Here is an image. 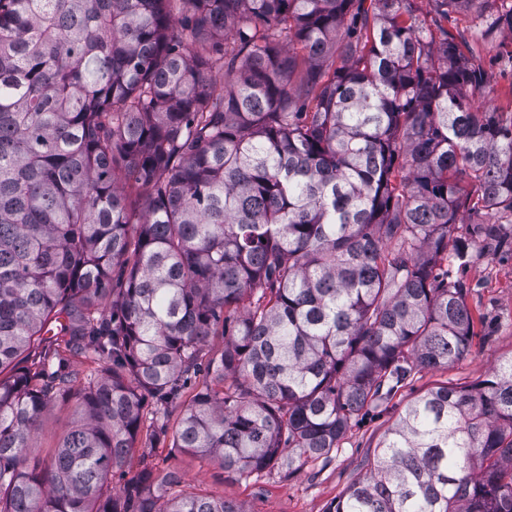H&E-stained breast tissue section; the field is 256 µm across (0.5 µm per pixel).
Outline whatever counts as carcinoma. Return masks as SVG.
Masks as SVG:
<instances>
[{
  "instance_id": "obj_1",
  "label": "carcinoma",
  "mask_w": 512,
  "mask_h": 512,
  "mask_svg": "<svg viewBox=\"0 0 512 512\" xmlns=\"http://www.w3.org/2000/svg\"><path fill=\"white\" fill-rule=\"evenodd\" d=\"M434 2L0 0V512H247L112 488L200 373L173 447L291 474L470 352L454 270L505 242L473 217L512 215V113L440 23L490 0ZM327 512H512V357L409 402ZM76 417L75 399L60 397L44 414L39 431L30 441L28 458L49 463L54 455L60 435Z\"/></svg>"
}]
</instances>
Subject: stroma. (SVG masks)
<instances>
[{
    "mask_svg": "<svg viewBox=\"0 0 512 512\" xmlns=\"http://www.w3.org/2000/svg\"><path fill=\"white\" fill-rule=\"evenodd\" d=\"M510 12L512 0H496L489 15L478 9L448 15V31L465 39L488 87L497 92L496 98H482L485 107L512 106V29L503 26L492 36L484 34L490 15ZM460 276L469 288L467 303L474 318L469 355L446 369L414 373L386 401L369 410L328 458L306 464L291 477L274 469L240 478L224 473L201 454L164 442L148 457L134 456L128 475L146 466L158 475L173 472L181 478L182 490L240 503L246 512H327L331 502L368 474L378 442L408 402L440 383L461 387L485 379L496 363L512 356V251L475 248ZM75 416L74 399L59 398L30 442L29 460L51 461L60 435Z\"/></svg>",
    "mask_w": 512,
    "mask_h": 512,
    "instance_id": "35a3bbf8",
    "label": "stroma"
}]
</instances>
